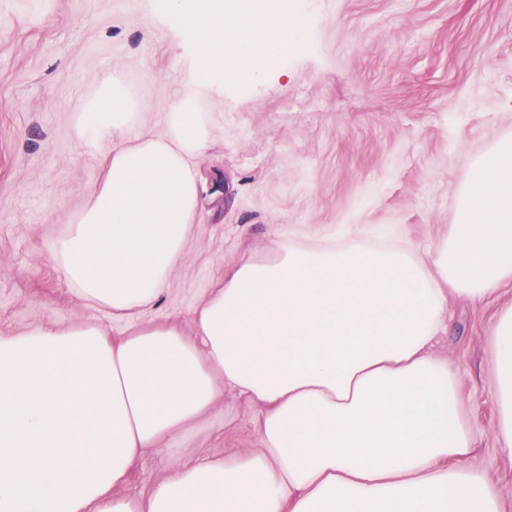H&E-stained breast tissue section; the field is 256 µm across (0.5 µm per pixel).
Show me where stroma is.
<instances>
[{"instance_id":"35a3bbf8","label":"stroma","mask_w":512,"mask_h":512,"mask_svg":"<svg viewBox=\"0 0 512 512\" xmlns=\"http://www.w3.org/2000/svg\"><path fill=\"white\" fill-rule=\"evenodd\" d=\"M301 42L261 80L202 77L176 19L155 0H0V332L106 320L69 294L51 241L98 186L110 141L74 151L75 120L100 79L145 103L143 134L183 89L209 122L196 159L199 207L184 260L152 322L190 329L212 277L297 235L402 236L422 251L448 233L473 157L512 131V0H292ZM512 292L472 311L451 301L434 348L455 370L476 440L473 467L512 512V460L493 436L489 338ZM254 408L225 393L174 456L146 451L126 493L146 494L179 462L258 447Z\"/></svg>"}]
</instances>
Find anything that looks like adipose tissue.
<instances>
[{"mask_svg": "<svg viewBox=\"0 0 512 512\" xmlns=\"http://www.w3.org/2000/svg\"><path fill=\"white\" fill-rule=\"evenodd\" d=\"M158 10L178 20L203 74H223L231 55L260 79L305 30L264 0ZM137 108L105 79L78 114L75 149L119 140L48 251L74 299L125 327L0 334V512H505L501 489L469 464L458 381L432 347L450 299L478 309L512 286V132L473 158L433 249L278 231L213 280L187 331L141 315L193 237L207 120L188 91L162 137H132ZM490 346L493 432L512 458V303ZM228 390L257 408L259 448L125 493L140 456L175 451Z\"/></svg>", "mask_w": 512, "mask_h": 512, "instance_id": "ef3b65f1", "label": "adipose tissue"}]
</instances>
